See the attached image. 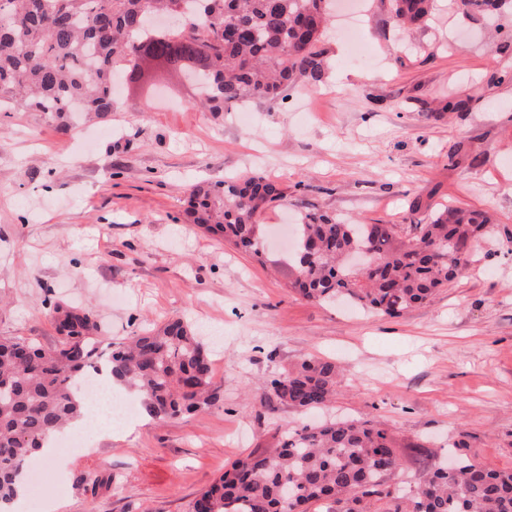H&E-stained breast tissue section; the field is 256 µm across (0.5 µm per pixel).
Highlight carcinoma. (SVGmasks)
I'll return each instance as SVG.
<instances>
[{
	"label": "carcinoma",
	"instance_id": "1",
	"mask_svg": "<svg viewBox=\"0 0 512 512\" xmlns=\"http://www.w3.org/2000/svg\"><path fill=\"white\" fill-rule=\"evenodd\" d=\"M390 23L408 29L428 21L434 0H381ZM470 13L509 7L512 0H452ZM335 0H0V112L23 103L64 118L112 111L115 74L152 84L147 65L182 73L193 62L200 101L221 115L247 100L276 102L298 85H319L328 70L322 47ZM284 198L260 174L189 191L190 223L255 257L261 212ZM480 210L444 206L403 236L395 224H361L326 213L305 214L288 288L303 299L338 297L398 317L431 301L473 262V242L487 233ZM365 255L362 270L350 257ZM59 341L48 347L0 338V505L14 500L17 478L50 436L80 416L83 378L105 345L112 377L138 393L147 414L163 422L216 407L224 394L212 360L182 318L146 328L129 340L104 335L95 313L56 302ZM335 362L304 356L265 387L282 405L304 411L327 406L340 386ZM276 447L249 453L190 503L191 512H367L370 497L394 501L392 512H512V470L466 460L433 466L404 502L388 480L398 467L389 431L374 420L327 421L278 430Z\"/></svg>",
	"mask_w": 512,
	"mask_h": 512
}]
</instances>
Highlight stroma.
<instances>
[{"mask_svg":"<svg viewBox=\"0 0 512 512\" xmlns=\"http://www.w3.org/2000/svg\"><path fill=\"white\" fill-rule=\"evenodd\" d=\"M363 2L372 61L350 59L332 28L324 83L246 103V124L199 108L169 73L148 91L119 86L107 117L65 134L43 113L0 112V336L56 344L60 301L90 307L116 340L184 316L224 391L211 409L161 423L142 411L35 458L42 481L18 512H189L231 461L273 447L276 427L339 416L393 433L390 483L408 496L452 456L512 469V20L438 0L407 39L381 0ZM451 98L464 108L446 110ZM254 172L286 195L259 216V261L185 216V188ZM448 203L486 212L494 231L434 302L390 318L289 292L281 230L304 212L406 228ZM304 355L346 370L329 407L263 400V382Z\"/></svg>","mask_w":512,"mask_h":512,"instance_id":"35a3bbf8","label":"stroma"}]
</instances>
